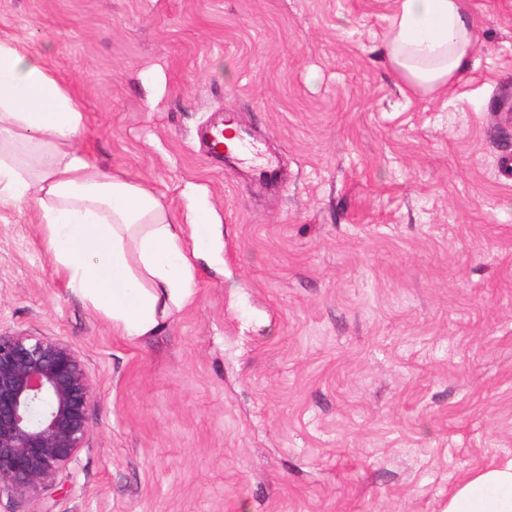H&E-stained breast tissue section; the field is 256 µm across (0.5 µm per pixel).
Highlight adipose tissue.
Returning a JSON list of instances; mask_svg holds the SVG:
<instances>
[{
  "label": "adipose tissue",
  "instance_id": "obj_1",
  "mask_svg": "<svg viewBox=\"0 0 512 512\" xmlns=\"http://www.w3.org/2000/svg\"><path fill=\"white\" fill-rule=\"evenodd\" d=\"M394 3L390 66L409 88L447 94L476 52L467 0ZM83 127L80 100L44 56L0 36V203L35 202L57 275L115 333L138 342L194 302L196 259L220 260L223 245L199 235L203 207L178 221L149 187L91 165L73 147ZM443 512H512V461L466 476Z\"/></svg>",
  "mask_w": 512,
  "mask_h": 512
}]
</instances>
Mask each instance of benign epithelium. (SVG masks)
I'll return each mask as SVG.
<instances>
[{"label":"benign epithelium","mask_w":512,"mask_h":512,"mask_svg":"<svg viewBox=\"0 0 512 512\" xmlns=\"http://www.w3.org/2000/svg\"><path fill=\"white\" fill-rule=\"evenodd\" d=\"M93 383L68 342L0 335V493L39 496L90 434Z\"/></svg>","instance_id":"1"}]
</instances>
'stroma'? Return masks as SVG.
<instances>
[{"mask_svg":"<svg viewBox=\"0 0 512 512\" xmlns=\"http://www.w3.org/2000/svg\"><path fill=\"white\" fill-rule=\"evenodd\" d=\"M392 0H0L84 108L76 147L224 231L194 302L132 343L0 204V334L70 343L95 390L52 512H441L512 459V0H470L445 96L389 67ZM277 156L266 187L194 137Z\"/></svg>","mask_w":512,"mask_h":512,"instance_id":"obj_1","label":"stroma"}]
</instances>
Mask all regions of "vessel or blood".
<instances>
[{
	"label": "vessel or blood",
	"mask_w": 512,
	"mask_h": 512,
	"mask_svg": "<svg viewBox=\"0 0 512 512\" xmlns=\"http://www.w3.org/2000/svg\"><path fill=\"white\" fill-rule=\"evenodd\" d=\"M198 137L205 143L212 158L230 166L241 162L247 164L249 176L258 183H278L280 171L275 160L261 151L257 139L250 132L242 130L229 135L223 123L217 122L201 127Z\"/></svg>",
	"instance_id": "obj_1"
}]
</instances>
